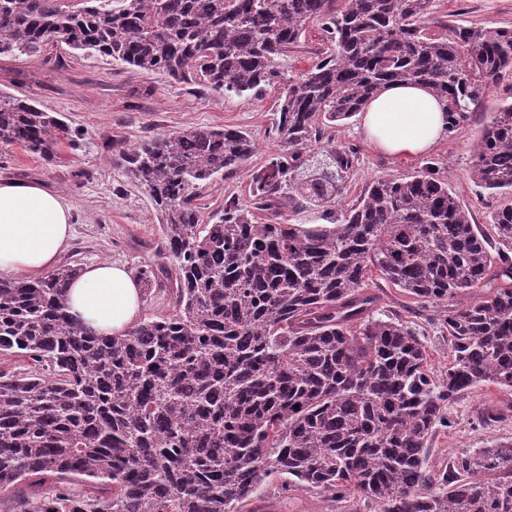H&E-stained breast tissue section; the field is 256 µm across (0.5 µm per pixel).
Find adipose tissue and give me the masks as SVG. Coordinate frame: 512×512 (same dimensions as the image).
Segmentation results:
<instances>
[{
	"label": "adipose tissue",
	"instance_id": "1",
	"mask_svg": "<svg viewBox=\"0 0 512 512\" xmlns=\"http://www.w3.org/2000/svg\"><path fill=\"white\" fill-rule=\"evenodd\" d=\"M362 131L392 156H418L448 134V104L418 83H390L366 104ZM73 208L41 183L0 178V273L36 278L51 269L73 231ZM139 281L123 265L101 262L66 291L69 313L97 333L120 336L136 322Z\"/></svg>",
	"mask_w": 512,
	"mask_h": 512
}]
</instances>
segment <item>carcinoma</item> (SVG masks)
<instances>
[{
  "label": "carcinoma",
  "mask_w": 512,
  "mask_h": 512,
  "mask_svg": "<svg viewBox=\"0 0 512 512\" xmlns=\"http://www.w3.org/2000/svg\"><path fill=\"white\" fill-rule=\"evenodd\" d=\"M88 2L0 0V58L60 39L230 96L285 81L267 132L280 152L251 174V208L229 197L212 224L197 192L248 165V133L192 129L120 153L158 213L169 316L101 336L67 312L81 267L0 278V354L36 365L0 371L12 512H241L275 479L377 512H512V442L429 469L465 391L512 388V199L489 215L494 254L432 162L349 203L358 150L333 135L391 82L428 85L455 128L512 72V28L450 24L433 0ZM313 24L326 48L295 74L288 52ZM63 141L76 146L62 115L0 91V144L49 158ZM472 178L512 196V102L491 114ZM303 206L332 227L285 222ZM374 273L449 337L447 370L416 322L374 317Z\"/></svg>",
  "instance_id": "1"
}]
</instances>
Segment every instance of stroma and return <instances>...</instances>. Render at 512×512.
Wrapping results in <instances>:
<instances>
[{
    "instance_id": "1",
    "label": "stroma",
    "mask_w": 512,
    "mask_h": 512,
    "mask_svg": "<svg viewBox=\"0 0 512 512\" xmlns=\"http://www.w3.org/2000/svg\"><path fill=\"white\" fill-rule=\"evenodd\" d=\"M434 17L454 24L512 26V0H435ZM55 51L65 68L44 66L41 58L19 56L0 61V90L34 100L61 113L79 138L78 148L60 143L46 158L15 145L0 149V177L43 181L74 207L73 237L60 263L81 267L117 262L132 273L154 267L162 233L147 190L127 178L115 149H126L141 139L193 128L233 127L251 133L257 150L247 170L204 186L196 203L202 215L223 208L228 197L250 203V174L263 168L278 151L265 132L283 95V85L269 88L264 97H228L167 76L118 64L96 54L72 52L63 42ZM512 101V76L501 79L484 110L467 118L427 156L393 158L365 139L359 118L336 128V139L359 149V161L346 184L349 197L379 176L405 177L433 161L442 179L469 211L473 223L486 225L497 198L488 196L471 177L474 151L491 111ZM512 391L485 384L465 392L449 409L451 429L435 435L430 445L433 462L473 448L512 441ZM500 416L483 422L486 410ZM251 512H342L319 490L296 489L281 494L278 483L260 485Z\"/></svg>"
}]
</instances>
